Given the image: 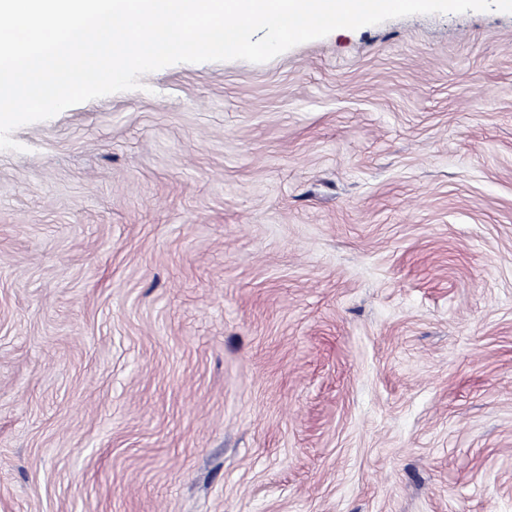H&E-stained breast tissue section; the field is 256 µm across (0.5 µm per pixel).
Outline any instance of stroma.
I'll return each mask as SVG.
<instances>
[{"label":"stroma","instance_id":"obj_1","mask_svg":"<svg viewBox=\"0 0 512 512\" xmlns=\"http://www.w3.org/2000/svg\"><path fill=\"white\" fill-rule=\"evenodd\" d=\"M140 82L0 150V512H512V13Z\"/></svg>","mask_w":512,"mask_h":512}]
</instances>
